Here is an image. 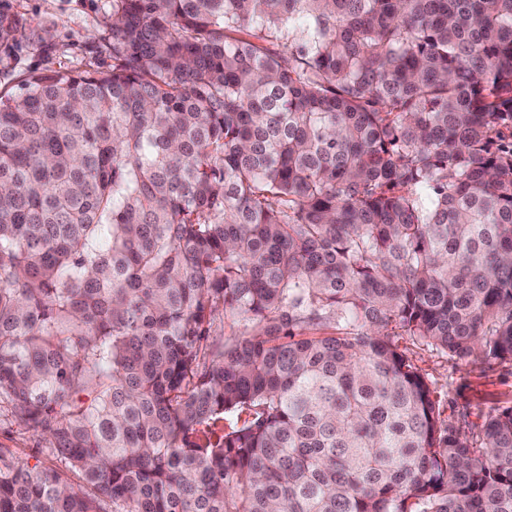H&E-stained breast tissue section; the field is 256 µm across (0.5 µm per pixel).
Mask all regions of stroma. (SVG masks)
<instances>
[{"label": "stroma", "instance_id": "stroma-1", "mask_svg": "<svg viewBox=\"0 0 512 512\" xmlns=\"http://www.w3.org/2000/svg\"><path fill=\"white\" fill-rule=\"evenodd\" d=\"M16 39L0 47V92L15 93L34 70L62 73L106 70L112 65L108 39L112 0H0ZM439 401L442 418L470 421L492 405H512V364L486 368L408 340H400Z\"/></svg>", "mask_w": 512, "mask_h": 512}]
</instances>
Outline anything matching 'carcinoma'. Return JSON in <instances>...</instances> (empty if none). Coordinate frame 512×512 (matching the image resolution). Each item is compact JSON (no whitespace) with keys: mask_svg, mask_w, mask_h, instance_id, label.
Instances as JSON below:
<instances>
[{"mask_svg":"<svg viewBox=\"0 0 512 512\" xmlns=\"http://www.w3.org/2000/svg\"><path fill=\"white\" fill-rule=\"evenodd\" d=\"M288 34V57L277 49ZM0 93V512H512V0H112ZM250 325L212 340L219 316ZM401 349L423 374L439 401L442 420H457L461 412L468 420L479 416L492 405H512V364L486 368L467 360L449 359L448 355L398 338ZM46 441L26 431L18 425L0 426V447L12 448L16 455L28 459L33 465L40 460L45 462Z\"/></svg>","mask_w":512,"mask_h":512,"instance_id":"carcinoma-1","label":"carcinoma"}]
</instances>
